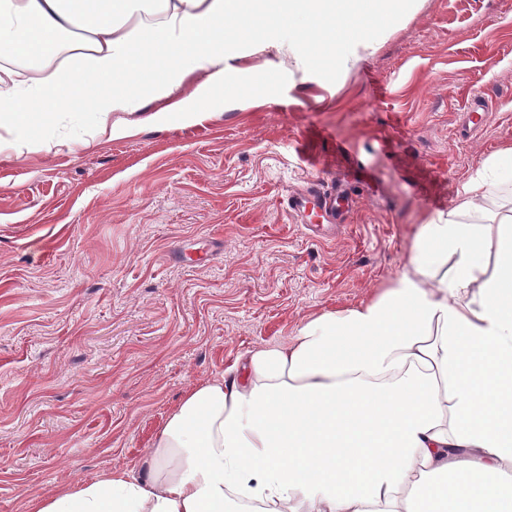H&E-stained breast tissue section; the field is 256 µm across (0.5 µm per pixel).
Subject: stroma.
<instances>
[{
	"label": "stroma",
	"instance_id": "obj_1",
	"mask_svg": "<svg viewBox=\"0 0 512 512\" xmlns=\"http://www.w3.org/2000/svg\"><path fill=\"white\" fill-rule=\"evenodd\" d=\"M166 98L0 127V512L139 463L184 393L246 349L373 297L418 224L512 145V0H419L349 69L250 47ZM489 117L463 130L474 96ZM349 182L336 236L288 211Z\"/></svg>",
	"mask_w": 512,
	"mask_h": 512
}]
</instances>
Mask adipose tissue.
Segmentation results:
<instances>
[{
    "instance_id": "ef3b65f1",
    "label": "adipose tissue",
    "mask_w": 512,
    "mask_h": 512,
    "mask_svg": "<svg viewBox=\"0 0 512 512\" xmlns=\"http://www.w3.org/2000/svg\"><path fill=\"white\" fill-rule=\"evenodd\" d=\"M417 0H0V127L87 112L98 131L191 71L235 81L248 44H338L346 68ZM160 16L157 25L145 23ZM75 36L80 69L24 80ZM512 170L486 160L420 224L375 299L245 350L173 408L139 470L115 469L37 512H512V208L481 203Z\"/></svg>"
}]
</instances>
